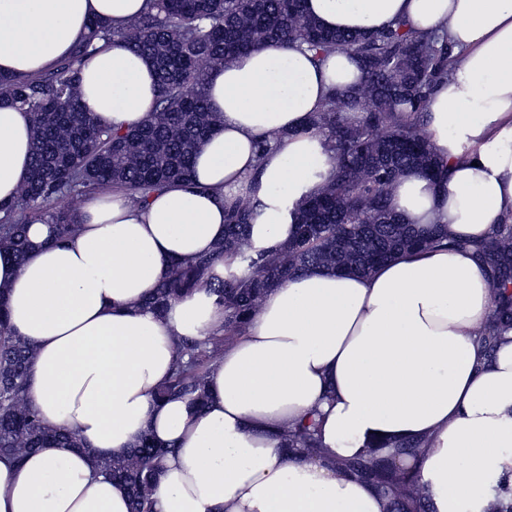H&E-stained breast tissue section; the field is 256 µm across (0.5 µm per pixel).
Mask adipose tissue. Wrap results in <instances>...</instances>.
<instances>
[{"label":"adipose tissue","mask_w":512,"mask_h":512,"mask_svg":"<svg viewBox=\"0 0 512 512\" xmlns=\"http://www.w3.org/2000/svg\"><path fill=\"white\" fill-rule=\"evenodd\" d=\"M145 7L0 0V74L42 73L71 55L90 22L117 31ZM304 10L330 30L376 33L403 20L422 34L447 32L454 69L427 113L448 177L406 170L391 205L449 238L491 236L512 216V0H304ZM362 77L342 52L316 64L298 48L248 51L209 80L219 122L191 183L168 184L145 205L122 191L91 193L72 241L54 245L52 225L36 221L25 262L0 250L9 327L36 349L31 399L46 425L76 430L87 446L43 448L19 467L0 459V512H130L126 489L94 460L124 455L145 434L175 447L155 512H389L371 485L288 451L286 432L314 411L334 458L417 441L410 465L430 512L512 500V332L486 359L477 338L492 289L466 248L410 249L364 277L302 272L269 289L226 346L204 410L153 397L170 373L173 337L206 336L223 310L203 288L162 314L145 298L173 263L212 254L239 194L259 202L255 249L294 238L297 208L334 167L308 122ZM80 90L98 123L121 130L150 118L159 95L150 62L115 38L83 59ZM32 127L30 112L0 105L2 205L29 174Z\"/></svg>","instance_id":"1"}]
</instances>
